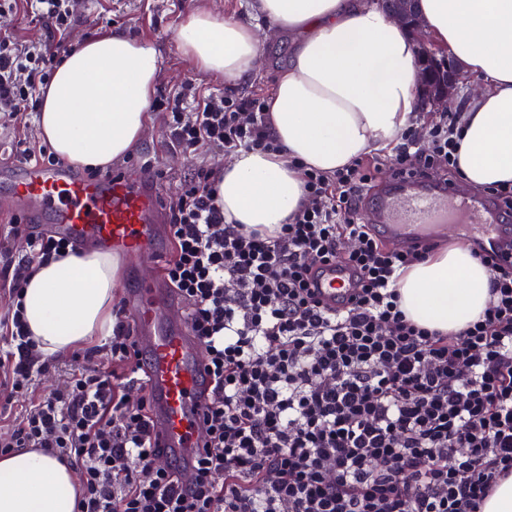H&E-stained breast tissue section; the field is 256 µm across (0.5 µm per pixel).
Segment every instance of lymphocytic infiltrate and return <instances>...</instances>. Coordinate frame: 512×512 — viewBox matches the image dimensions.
Returning <instances> with one entry per match:
<instances>
[{
    "instance_id": "1",
    "label": "lymphocytic infiltrate",
    "mask_w": 512,
    "mask_h": 512,
    "mask_svg": "<svg viewBox=\"0 0 512 512\" xmlns=\"http://www.w3.org/2000/svg\"><path fill=\"white\" fill-rule=\"evenodd\" d=\"M0 13L44 24L47 41L0 37V118L36 112L73 44L76 0H0ZM172 149L207 144L231 157L276 152L263 97L197 91L157 96ZM458 120L407 128L390 159L398 173L458 177ZM220 167L202 164L161 199L172 255L162 273L204 348L213 378L208 442L187 473L153 449L150 402L123 307L104 350L6 430L0 452L38 448L80 473L76 512H482L512 477V260L472 247L489 300L456 333L419 326L397 281L433 246L397 248L365 224L360 200L375 173L355 162L303 172L306 203L276 235L228 222ZM0 403L32 390L52 363L23 321L33 263L76 243L20 218L0 245ZM349 261L357 297L328 311L308 287L319 262Z\"/></svg>"
}]
</instances>
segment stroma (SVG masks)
Instances as JSON below:
<instances>
[{
	"label": "stroma",
	"instance_id": "35a3bbf8",
	"mask_svg": "<svg viewBox=\"0 0 512 512\" xmlns=\"http://www.w3.org/2000/svg\"><path fill=\"white\" fill-rule=\"evenodd\" d=\"M199 6L213 8L225 17L241 20L249 17V0H77L78 21L73 41L79 44L108 31H120L148 41L158 49L161 58L158 92H174L187 81L204 92L220 90L224 87L223 79L196 68L178 47L176 35L181 24L190 10ZM293 44V38L285 35L265 36L262 66L240 87V94L268 97L276 74L288 63ZM137 148L156 157L165 173L158 184L162 190L179 182L199 163L218 167L225 163L222 152L206 145L191 155L171 150L163 118L157 112L150 113L147 130Z\"/></svg>",
	"mask_w": 512,
	"mask_h": 512
}]
</instances>
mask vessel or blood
Instances as JSON below:
<instances>
[{
	"mask_svg": "<svg viewBox=\"0 0 512 512\" xmlns=\"http://www.w3.org/2000/svg\"><path fill=\"white\" fill-rule=\"evenodd\" d=\"M0 177L12 184L11 205L30 224L49 223L54 234L122 256L158 255L168 236L157 187L146 173L123 170L90 178L67 164L0 162ZM453 186L420 175H397L366 210V221L384 241L401 247L445 235L456 225L462 242L479 240L496 251L512 242V225L499 221L487 199H464L449 210ZM360 278L346 261L316 265L310 275L324 304L345 306ZM126 305L141 351L151 394L155 447L182 470L202 452L203 419L212 382L172 290L165 281L128 292Z\"/></svg>",
	"mask_w": 512,
	"mask_h": 512,
	"instance_id": "b4317fda",
	"label": "vessel or blood"
}]
</instances>
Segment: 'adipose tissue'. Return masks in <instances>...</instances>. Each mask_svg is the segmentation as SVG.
Returning a JSON list of instances; mask_svg holds the SVG:
<instances>
[{
  "label": "adipose tissue",
  "mask_w": 512,
  "mask_h": 512,
  "mask_svg": "<svg viewBox=\"0 0 512 512\" xmlns=\"http://www.w3.org/2000/svg\"><path fill=\"white\" fill-rule=\"evenodd\" d=\"M275 34L297 41L268 97L270 130L283 155L242 152L224 165L219 204L227 220L274 231L305 201L303 170L328 174L394 146L419 112L412 35L375 0H253ZM424 32L474 77L463 108L459 173L468 186L512 184V0H420ZM177 43L200 70L228 88L256 71L262 42L245 21L195 9ZM160 57L146 41L119 32L69 52L44 94L38 135L77 164L106 167L141 141ZM120 261L83 250L36 267L23 304L43 354L67 353L112 333ZM486 268L462 246L412 266L398 289L417 324L455 332L488 300ZM71 468L21 448L0 455V512H75Z\"/></svg>",
  "instance_id": "ef3b65f1"
}]
</instances>
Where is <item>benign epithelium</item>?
<instances>
[{"mask_svg":"<svg viewBox=\"0 0 512 512\" xmlns=\"http://www.w3.org/2000/svg\"><path fill=\"white\" fill-rule=\"evenodd\" d=\"M380 3L416 39L419 64L418 95L423 112H437L453 99L461 81L460 71L449 60L438 57L424 34L416 11V0H380Z\"/></svg>","mask_w":512,"mask_h":512,"instance_id":"obj_1","label":"benign epithelium"}]
</instances>
